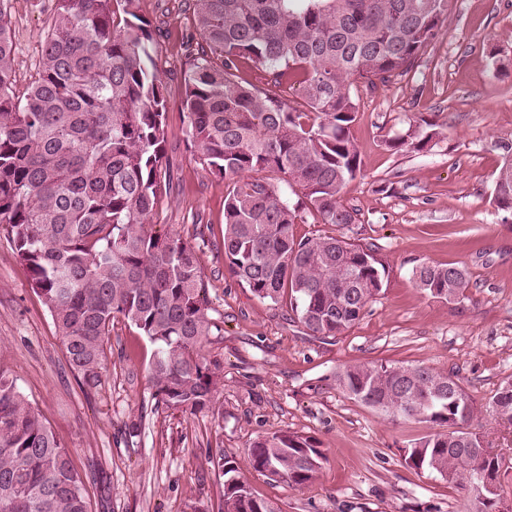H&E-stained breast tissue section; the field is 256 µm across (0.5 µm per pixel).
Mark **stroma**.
I'll return each instance as SVG.
<instances>
[{"label": "stroma", "instance_id": "obj_1", "mask_svg": "<svg viewBox=\"0 0 512 512\" xmlns=\"http://www.w3.org/2000/svg\"><path fill=\"white\" fill-rule=\"evenodd\" d=\"M51 0H11L17 53L13 87L31 82ZM161 51L170 100V196L154 219L196 247L208 313L220 326L204 351L221 364L216 413L167 408L149 379L153 345L115 321L100 386H83L66 361L53 319L31 289L6 230L0 229V372L69 448L92 512H217L224 481L206 451L240 462L239 478L280 512H466L455 483L407 467L403 448L426 424L392 420L352 399L337 376L352 364L425 366L457 375L475 406L470 430L512 456V425L487 409L512 379V214L490 194L512 141V0H454L439 37L410 75L376 91L353 83L359 109L351 135L362 159L343 196L355 208L360 244L376 245L390 274L376 300L342 335H312L287 304L242 288L218 251L224 184L186 148L181 66L191 21L184 0H139ZM444 135L422 152H395L389 138L420 119ZM423 261L465 267L469 298L458 305L415 287ZM278 430L315 437L326 460L319 479L298 489L255 472L245 450Z\"/></svg>", "mask_w": 512, "mask_h": 512}]
</instances>
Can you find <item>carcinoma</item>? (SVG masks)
I'll list each match as a JSON object with an SVG mask.
<instances>
[{
	"instance_id": "carcinoma-1",
	"label": "carcinoma",
	"mask_w": 512,
	"mask_h": 512,
	"mask_svg": "<svg viewBox=\"0 0 512 512\" xmlns=\"http://www.w3.org/2000/svg\"><path fill=\"white\" fill-rule=\"evenodd\" d=\"M8 2L0 0V227L85 386L101 385L105 344L122 319L155 346L159 401L191 415L210 410L222 376L202 347L219 326L208 315L198 251L152 230L171 176L168 91L151 23L138 0H53L36 75L18 96ZM451 2L187 0L204 48L180 73L184 134L193 160L224 182V263L258 299H288L315 336L335 337L359 320L389 264L375 245L343 235L298 240L293 225L309 216L349 231L357 223L343 202L362 164L350 87L361 80L373 92L409 74ZM245 61L267 87L239 79ZM294 85L293 105L282 89ZM442 135L427 121L385 145L422 151ZM497 147L505 160L492 201L511 213L512 143ZM412 280L433 298L468 299L462 267L421 262ZM339 383L393 419L429 424L403 449L405 464L462 486L468 512H495L500 493L485 499L470 479L483 471L500 481L509 459L464 428L473 403L455 375L362 364ZM488 405L512 423V380ZM208 459L224 477L219 512H279L239 481L237 457L210 448ZM247 459L268 479L303 488L319 478L325 455L317 439L281 430L252 441ZM0 512H91L69 450L2 372Z\"/></svg>"
}]
</instances>
